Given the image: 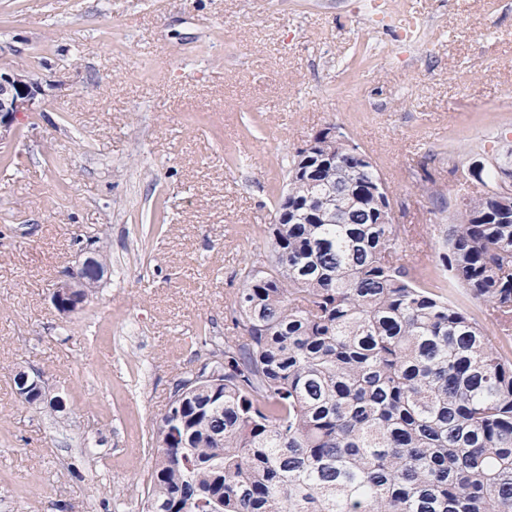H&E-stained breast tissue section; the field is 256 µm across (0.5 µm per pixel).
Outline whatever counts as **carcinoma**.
<instances>
[{"label": "carcinoma", "instance_id": "obj_1", "mask_svg": "<svg viewBox=\"0 0 512 512\" xmlns=\"http://www.w3.org/2000/svg\"><path fill=\"white\" fill-rule=\"evenodd\" d=\"M313 153L326 166L308 177L296 152L288 220L244 269L236 334L204 337L174 382L145 512H512V196L463 198L439 252L498 314L490 336L401 261L374 167Z\"/></svg>", "mask_w": 512, "mask_h": 512}]
</instances>
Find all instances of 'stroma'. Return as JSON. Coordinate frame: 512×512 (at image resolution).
Instances as JSON below:
<instances>
[{
    "mask_svg": "<svg viewBox=\"0 0 512 512\" xmlns=\"http://www.w3.org/2000/svg\"><path fill=\"white\" fill-rule=\"evenodd\" d=\"M1 67L40 92L0 140V512H141L174 379L324 128L384 180L404 262L494 334L438 253L469 165L512 170V0H0ZM89 250L99 289L60 312ZM17 387L16 393L23 399L36 397L38 389L41 388L42 396L39 401V405L48 402V395L45 391V388L40 383V381L34 377H31L27 372L20 371L17 377ZM33 399H28L27 402L23 401V403H27L29 406L32 405Z\"/></svg>",
    "mask_w": 512,
    "mask_h": 512,
    "instance_id": "stroma-1",
    "label": "stroma"
}]
</instances>
